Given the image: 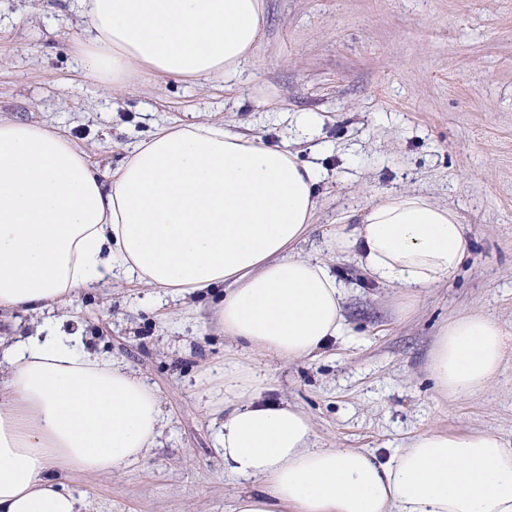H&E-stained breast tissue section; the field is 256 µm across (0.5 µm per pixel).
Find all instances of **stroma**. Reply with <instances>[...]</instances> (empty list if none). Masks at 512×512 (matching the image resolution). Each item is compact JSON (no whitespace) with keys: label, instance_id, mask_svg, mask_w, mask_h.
Returning a JSON list of instances; mask_svg holds the SVG:
<instances>
[{"label":"stroma","instance_id":"obj_1","mask_svg":"<svg viewBox=\"0 0 512 512\" xmlns=\"http://www.w3.org/2000/svg\"><path fill=\"white\" fill-rule=\"evenodd\" d=\"M85 26L78 0H0V118L65 131L104 176L155 125L180 121L262 136L321 171L297 252L342 282L345 334L316 357L269 362L265 399L304 409L323 448L385 454L428 429L512 440V348L487 389L462 400L439 397L428 370L441 325L461 313L498 321L512 345V0H265L257 52L237 74L148 73L113 93L76 66ZM302 112L320 119L312 135L297 129ZM406 191L453 208L469 249L404 315L398 287L328 236L375 196ZM66 314L92 349L148 378L166 427L140 464L60 482L88 512H230L200 378L241 344L210 314L124 283L82 289Z\"/></svg>","mask_w":512,"mask_h":512}]
</instances>
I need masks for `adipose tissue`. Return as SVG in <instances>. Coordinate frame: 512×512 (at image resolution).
Instances as JSON below:
<instances>
[{
	"instance_id": "1",
	"label": "adipose tissue",
	"mask_w": 512,
	"mask_h": 512,
	"mask_svg": "<svg viewBox=\"0 0 512 512\" xmlns=\"http://www.w3.org/2000/svg\"><path fill=\"white\" fill-rule=\"evenodd\" d=\"M75 56L122 88L145 73L198 80L254 57L265 0H81ZM317 168L297 152L213 122L157 126L102 177L64 131L0 118V313L30 315L0 344V512H85L59 473L100 477L157 447L163 404L146 377L65 333L57 312L120 280L174 300L214 297L229 356L208 390L232 512H512V442L490 431L417 433L381 458L322 448L299 407L263 397L267 362L299 360L344 333L345 290L295 246L318 208ZM410 312L468 251L457 213L417 192L367 203L330 237ZM506 355L500 324L463 313L430 355L438 393L483 391Z\"/></svg>"
}]
</instances>
